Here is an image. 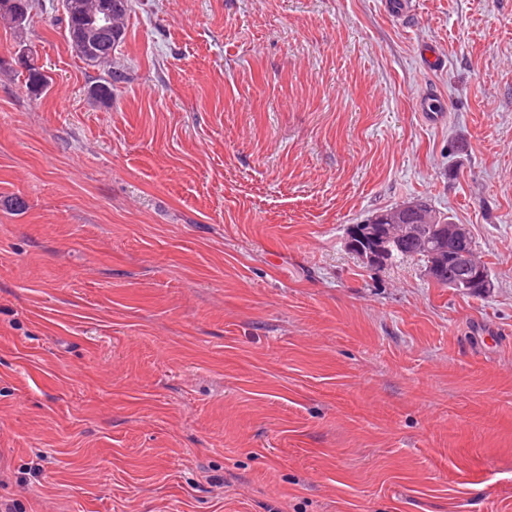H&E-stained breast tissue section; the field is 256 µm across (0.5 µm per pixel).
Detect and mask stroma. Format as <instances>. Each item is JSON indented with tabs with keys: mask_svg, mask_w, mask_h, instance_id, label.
Masks as SVG:
<instances>
[{
	"mask_svg": "<svg viewBox=\"0 0 512 512\" xmlns=\"http://www.w3.org/2000/svg\"><path fill=\"white\" fill-rule=\"evenodd\" d=\"M38 2L0 24V504L512 512V0H131L108 105ZM417 197L485 298L346 249ZM19 68L17 73L20 83L29 93L36 95L47 88L49 78L47 81V77L42 76L41 70L43 69L36 64L34 58H28L26 66H19ZM127 79L124 68L113 66L108 72V78L98 80L88 88L89 98L100 104H108L112 101L117 84L125 82Z\"/></svg>",
	"mask_w": 512,
	"mask_h": 512,
	"instance_id": "1",
	"label": "stroma"
}]
</instances>
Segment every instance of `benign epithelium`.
Here are the masks:
<instances>
[{
	"mask_svg": "<svg viewBox=\"0 0 512 512\" xmlns=\"http://www.w3.org/2000/svg\"><path fill=\"white\" fill-rule=\"evenodd\" d=\"M89 27H109L112 24V2L104 0L98 10L89 14ZM425 237L434 262L427 268L433 281L442 275L445 265L455 267L459 277L446 287L455 292L488 294L494 284L476 256L471 228L467 224H442L440 215L424 200L417 199L393 210L379 212L370 220L351 224L346 230V246L362 262L382 267L392 248L419 237Z\"/></svg>",
	"mask_w": 512,
	"mask_h": 512,
	"instance_id": "1",
	"label": "benign epithelium"
}]
</instances>
